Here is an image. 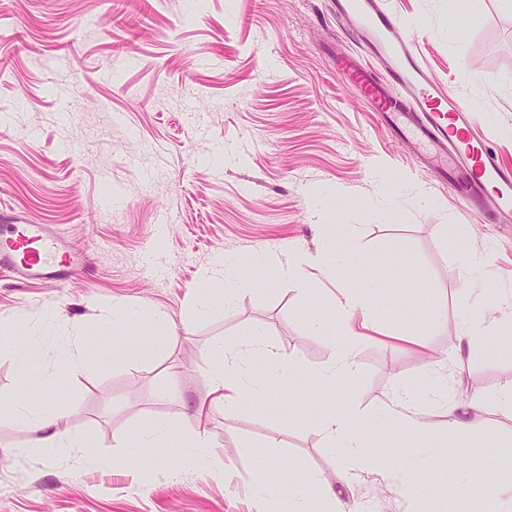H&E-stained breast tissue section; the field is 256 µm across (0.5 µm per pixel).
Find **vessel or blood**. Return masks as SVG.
I'll return each mask as SVG.
<instances>
[{
  "label": "vessel or blood",
  "instance_id": "b4317fda",
  "mask_svg": "<svg viewBox=\"0 0 512 512\" xmlns=\"http://www.w3.org/2000/svg\"><path fill=\"white\" fill-rule=\"evenodd\" d=\"M335 11L344 32H361L366 54L383 64L378 73L342 57L337 77L371 105L397 139L417 153L443 156L435 171L468 207L481 209L484 196L492 195L497 222H512V165L475 136L460 99L404 50L396 19L380 0H336ZM79 261V253L44 225L11 224L0 234V274L61 281Z\"/></svg>",
  "mask_w": 512,
  "mask_h": 512
}]
</instances>
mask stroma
I'll return each mask as SVG.
<instances>
[{
    "instance_id": "stroma-1",
    "label": "stroma",
    "mask_w": 512,
    "mask_h": 512,
    "mask_svg": "<svg viewBox=\"0 0 512 512\" xmlns=\"http://www.w3.org/2000/svg\"><path fill=\"white\" fill-rule=\"evenodd\" d=\"M385 0L430 75L461 96L476 132L512 164V0ZM331 0H0V225L18 217L49 225L85 254L64 283L0 277V322L54 360L74 326L93 330L113 304L149 306L170 320L101 339L132 358L69 375L62 402L90 444L113 454V439L159 420L179 437L158 465L142 448L104 471L77 468L59 448L27 453L31 432L0 426V512H295L279 464L299 460L342 492V512H499L512 500V411L494 394L512 386V352L477 343L460 383L438 365L459 323L512 314V223L469 210L392 137L332 66L360 53ZM454 225L452 235L440 227ZM358 256L314 273L313 302L277 275L289 249L321 253L328 242ZM152 248L160 274L141 265ZM477 251L489 265L461 268ZM265 253L255 288L196 316L200 277L216 256ZM372 263L362 267L361 257ZM415 273L397 278L396 263ZM381 290L370 306L382 329L357 348L351 380H305L290 399L252 400L227 410L211 402L215 340L250 352L255 335L299 359L305 370L332 362L338 336H325L307 306L333 319V289L362 277ZM423 343L407 350L405 337ZM402 387L445 389L457 401L484 393L470 429L448 430L429 404V438H394L382 420ZM176 399H166L167 391ZM356 407L379 418L370 447L408 469L411 500L373 471L349 473L325 447L315 417ZM208 415L220 479L182 467L198 408ZM439 451L419 465L428 444ZM266 468L265 483L254 473ZM494 482L496 493L482 487Z\"/></svg>"
}]
</instances>
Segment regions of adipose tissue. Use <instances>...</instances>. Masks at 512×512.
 <instances>
[{
  "label": "adipose tissue",
  "instance_id": "obj_1",
  "mask_svg": "<svg viewBox=\"0 0 512 512\" xmlns=\"http://www.w3.org/2000/svg\"><path fill=\"white\" fill-rule=\"evenodd\" d=\"M201 281L210 295L218 300L250 292L253 287L252 278L238 276L235 271L226 269L220 259L203 272ZM373 286V281L365 278L358 285L343 289L342 297L336 304L337 316L343 326L340 352L331 364L312 371L311 378L316 384L333 385L357 372L356 348L371 329L370 323L362 319L361 314L367 309ZM213 347L220 356L219 364L211 372L213 400L227 408L238 407L248 397V387L241 380L245 371L243 354L220 340L214 342ZM12 353L19 366L20 377L25 380L37 378L44 387L58 385L69 372L82 370L88 364L103 367L111 359L129 356L128 350L118 348L109 353L101 350L96 355H89L85 332L81 329L63 347L56 366H46L40 353L29 346L14 345ZM384 414L403 433L423 436L431 432L414 394L406 390L397 391ZM0 423L35 432L34 447L73 451L81 468L104 470L111 468L114 463L113 457L93 448L80 432L69 425L65 407H47L24 397L18 399L8 414L0 416ZM369 424L368 417L352 408L326 414L316 420L324 441L329 447L346 451L354 468L376 471L401 496L412 497L414 482L398 461L387 453L366 450L364 435Z\"/></svg>",
  "mask_w": 512,
  "mask_h": 512
}]
</instances>
